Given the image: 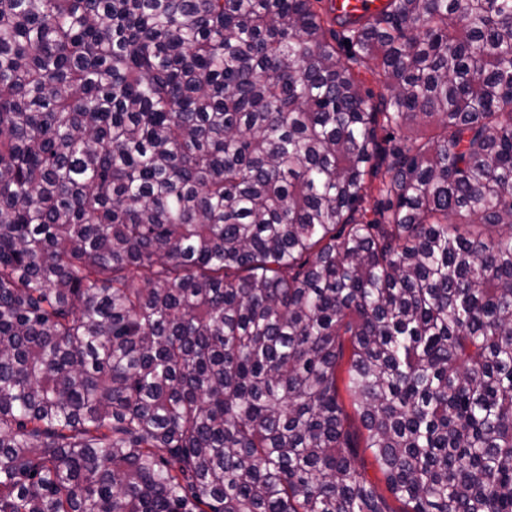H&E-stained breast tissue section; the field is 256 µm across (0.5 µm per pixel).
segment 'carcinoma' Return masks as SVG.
Wrapping results in <instances>:
<instances>
[{
    "mask_svg": "<svg viewBox=\"0 0 512 512\" xmlns=\"http://www.w3.org/2000/svg\"><path fill=\"white\" fill-rule=\"evenodd\" d=\"M314 2L0 0V512H512V0ZM328 1L330 0H322L316 5V8L322 12V7L327 9ZM388 3V0H332L330 9L335 14L357 19L380 13L388 6Z\"/></svg>",
    "mask_w": 512,
    "mask_h": 512,
    "instance_id": "1",
    "label": "carcinoma"
}]
</instances>
